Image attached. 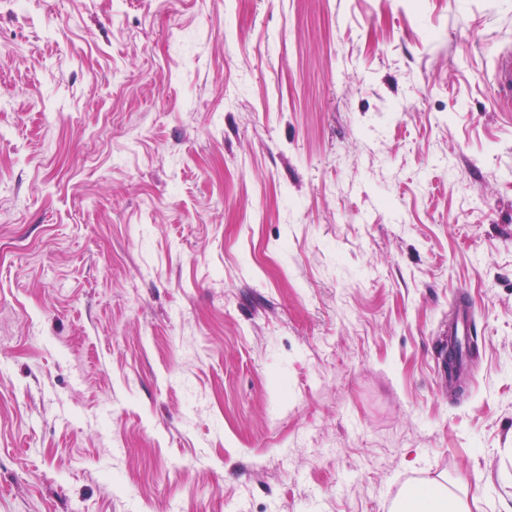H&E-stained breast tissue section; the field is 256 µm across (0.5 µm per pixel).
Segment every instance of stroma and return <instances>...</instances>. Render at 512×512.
<instances>
[{
    "label": "stroma",
    "mask_w": 512,
    "mask_h": 512,
    "mask_svg": "<svg viewBox=\"0 0 512 512\" xmlns=\"http://www.w3.org/2000/svg\"><path fill=\"white\" fill-rule=\"evenodd\" d=\"M511 64L512 0H0V512H504ZM473 311L467 305L458 309L454 321L448 327V336H456L459 343L466 340V336L472 335ZM401 512H471L468 503L455 496L442 482L429 479L409 490L400 504Z\"/></svg>",
    "instance_id": "stroma-1"
}]
</instances>
